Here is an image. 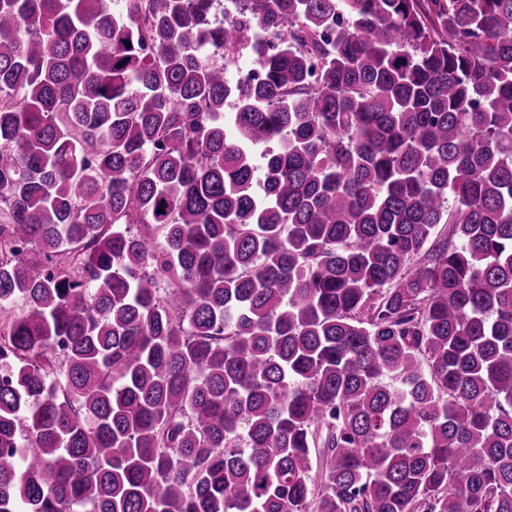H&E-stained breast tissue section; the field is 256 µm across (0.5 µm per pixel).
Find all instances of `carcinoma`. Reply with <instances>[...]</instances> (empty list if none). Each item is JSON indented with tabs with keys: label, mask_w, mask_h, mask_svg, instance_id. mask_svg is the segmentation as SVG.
Masks as SVG:
<instances>
[{
	"label": "carcinoma",
	"mask_w": 512,
	"mask_h": 512,
	"mask_svg": "<svg viewBox=\"0 0 512 512\" xmlns=\"http://www.w3.org/2000/svg\"><path fill=\"white\" fill-rule=\"evenodd\" d=\"M215 2L0 0V512H512V0Z\"/></svg>",
	"instance_id": "cac0c4a2"
}]
</instances>
